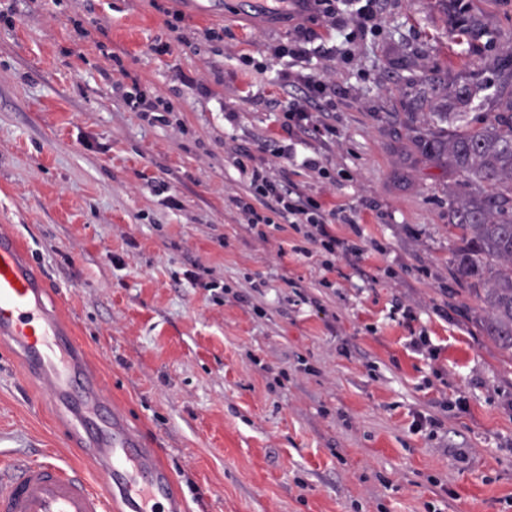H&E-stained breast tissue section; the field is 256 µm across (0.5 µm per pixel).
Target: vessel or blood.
Returning <instances> with one entry per match:
<instances>
[{"label": "vessel or blood", "instance_id": "1", "mask_svg": "<svg viewBox=\"0 0 512 512\" xmlns=\"http://www.w3.org/2000/svg\"><path fill=\"white\" fill-rule=\"evenodd\" d=\"M47 283L30 268L26 249L7 225L0 226V341L14 343L28 375L44 395L67 412L71 445L81 448L96 478L50 461L0 468V512H183L156 451L112 409L100 377L87 368L88 353L72 326L43 300Z\"/></svg>", "mask_w": 512, "mask_h": 512}]
</instances>
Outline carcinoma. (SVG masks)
I'll return each instance as SVG.
<instances>
[{
    "instance_id": "1",
    "label": "carcinoma",
    "mask_w": 512,
    "mask_h": 512,
    "mask_svg": "<svg viewBox=\"0 0 512 512\" xmlns=\"http://www.w3.org/2000/svg\"><path fill=\"white\" fill-rule=\"evenodd\" d=\"M498 82L512 83V50L499 61ZM444 150L454 168L487 193L456 207V224L464 243L457 270L487 313L485 329L499 347L512 352V95L494 122L474 126L467 113L455 116Z\"/></svg>"
}]
</instances>
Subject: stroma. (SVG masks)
I'll return each instance as SVG.
<instances>
[{
  "label": "stroma",
  "instance_id": "stroma-1",
  "mask_svg": "<svg viewBox=\"0 0 512 512\" xmlns=\"http://www.w3.org/2000/svg\"><path fill=\"white\" fill-rule=\"evenodd\" d=\"M300 26L335 48L312 65L336 84V135L293 146L269 52ZM510 45L512 0H382L364 34L286 0H0V225L186 512H512V354L485 333L451 229L479 187L418 146L447 140L462 88L474 122L499 112L478 82ZM128 77L171 102L168 124L113 94ZM233 148L355 211L331 230L362 256L325 271L280 219L254 238ZM195 265L218 289L186 278ZM420 331L434 356L410 347ZM418 413L442 429H413ZM65 426L0 345V461L74 464Z\"/></svg>",
  "mask_w": 512,
  "mask_h": 512
}]
</instances>
